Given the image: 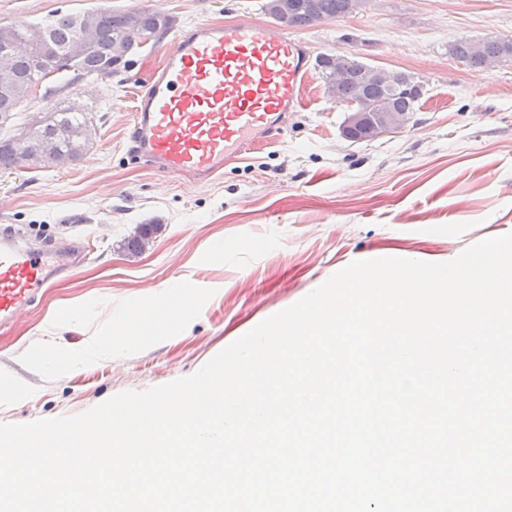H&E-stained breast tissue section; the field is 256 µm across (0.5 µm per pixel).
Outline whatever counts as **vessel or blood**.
Wrapping results in <instances>:
<instances>
[{
  "label": "vessel or blood",
  "mask_w": 512,
  "mask_h": 512,
  "mask_svg": "<svg viewBox=\"0 0 512 512\" xmlns=\"http://www.w3.org/2000/svg\"><path fill=\"white\" fill-rule=\"evenodd\" d=\"M309 78L301 38L266 21L176 32L161 68L138 85L127 154L165 176L215 175L252 148L282 139ZM71 254L31 247L12 233L0 237L1 331L34 303L51 274L70 270Z\"/></svg>",
  "instance_id": "1"
}]
</instances>
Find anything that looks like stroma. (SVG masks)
I'll use <instances>...</instances> for the list:
<instances>
[{
    "label": "stroma",
    "instance_id": "35a3bbf8",
    "mask_svg": "<svg viewBox=\"0 0 512 512\" xmlns=\"http://www.w3.org/2000/svg\"><path fill=\"white\" fill-rule=\"evenodd\" d=\"M266 0H0V25L57 11L135 9L168 14L173 31L266 18ZM309 57L343 53L411 73L426 88L399 134L352 142L347 112L312 76L284 142L244 154L206 179L158 175L126 159L139 78L170 44L139 48L128 68L88 77L58 100H81L94 134L63 167L0 170V228L61 245L94 242L89 261L43 289L0 334V423L74 415L123 391L189 376L269 316L351 262L406 252L444 257L512 233V63L474 68L448 53L459 37L512 40V0H367L362 11L300 29ZM161 230L141 255L123 239ZM199 290L180 332L144 326L129 338L120 315L153 314L146 287ZM76 311L75 325L49 313ZM112 337L111 360L66 378L45 360ZM135 228L133 234L130 233L122 244L124 251L131 256L139 255L145 250L154 234L159 231L160 225L139 224Z\"/></svg>",
    "mask_w": 512,
    "mask_h": 512
}]
</instances>
